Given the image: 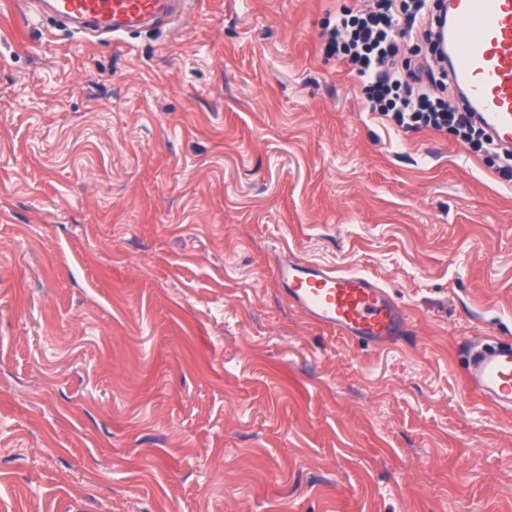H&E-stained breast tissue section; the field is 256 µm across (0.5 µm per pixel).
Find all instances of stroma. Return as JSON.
<instances>
[{
    "label": "stroma",
    "instance_id": "35a3bbf8",
    "mask_svg": "<svg viewBox=\"0 0 512 512\" xmlns=\"http://www.w3.org/2000/svg\"><path fill=\"white\" fill-rule=\"evenodd\" d=\"M0 0V512H512V180L367 111L321 34L369 0H191L119 42ZM376 279L372 349L273 268ZM466 360L464 386L500 413H512V342L483 344L464 341L459 346Z\"/></svg>",
    "mask_w": 512,
    "mask_h": 512
}]
</instances>
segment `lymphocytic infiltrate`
I'll use <instances>...</instances> for the list:
<instances>
[{
	"instance_id": "f902f5d3",
	"label": "lymphocytic infiltrate",
	"mask_w": 512,
	"mask_h": 512,
	"mask_svg": "<svg viewBox=\"0 0 512 512\" xmlns=\"http://www.w3.org/2000/svg\"><path fill=\"white\" fill-rule=\"evenodd\" d=\"M426 0H376L369 10L342 12L327 32L326 54L346 60L369 79V111L390 118L406 130H452L479 151L502 162L503 175H512V150L500 147L474 112L433 97L430 90L402 91L393 68L397 40L405 26L422 18Z\"/></svg>"
}]
</instances>
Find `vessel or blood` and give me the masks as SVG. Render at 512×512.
Masks as SVG:
<instances>
[{
    "label": "vessel or blood",
    "instance_id": "b4317fda",
    "mask_svg": "<svg viewBox=\"0 0 512 512\" xmlns=\"http://www.w3.org/2000/svg\"><path fill=\"white\" fill-rule=\"evenodd\" d=\"M53 16L82 31L115 35L125 26L171 14L181 0H43ZM450 22L449 83L469 94L490 134L512 148V0H445ZM274 276L291 307L305 320L367 346L407 338L406 310L377 281L339 274L288 259ZM466 360L464 386L501 413H512V342L459 346Z\"/></svg>",
    "mask_w": 512,
    "mask_h": 512
}]
</instances>
